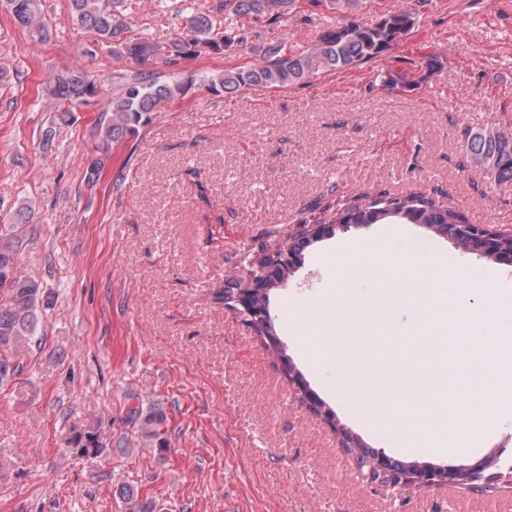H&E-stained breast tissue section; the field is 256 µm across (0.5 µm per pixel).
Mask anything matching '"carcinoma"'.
I'll return each instance as SVG.
<instances>
[{
    "mask_svg": "<svg viewBox=\"0 0 512 512\" xmlns=\"http://www.w3.org/2000/svg\"><path fill=\"white\" fill-rule=\"evenodd\" d=\"M295 0H220L216 6L207 0H198L193 12L186 17V33L167 43H154L145 38L128 37L124 19L125 0H71L73 15L80 25L112 45V51L125 56L135 64L154 58L166 64L202 53L206 49L219 51L239 40L236 22L248 16L274 20L288 13ZM0 5L27 31L31 38L44 42L51 31L41 9L40 0H0ZM224 18H219V14ZM413 25L406 13H394L375 23L352 21L324 31L306 50L291 51L280 42H271L262 49V62L224 69L208 79L212 92L233 94L249 86L286 88L301 85L311 79L318 69L339 71L351 69L387 52L395 40ZM380 86L392 92L401 91L411 82L399 74L389 73L381 78ZM49 104L73 109L98 95L96 81L81 71L70 69L53 72L42 87ZM186 85L176 79L161 81L141 72L125 78L120 92L104 107L96 124L94 155L86 167L87 182L98 180L102 163L112 148L139 135L148 126L153 115L183 97ZM464 149L472 164L484 169L500 182H512V126L485 127L466 131ZM318 236L304 234L290 245V254L298 264L305 252L320 238H332L349 224H380L391 219L409 224H422L432 231L454 241L461 238V225L469 223L467 216L453 206L424 192L406 195L380 193L361 195L349 203L328 204L323 209ZM20 224H0V389L13 379L20 363L16 358L21 349L36 335L38 309L44 303L39 285L22 275ZM248 270L240 272L233 287L224 289L221 300L229 309L234 300L248 292L255 333L261 344L277 352L285 376L303 377L287 349L283 347L270 312L273 288H249ZM131 418L141 437L156 448L166 451L167 418L159 413H145L131 408ZM341 443L354 456L358 467L373 482H386L396 474L417 471L415 461L388 459L376 461L377 451L345 428L340 429ZM121 496L131 505L130 512H154V503L138 496L132 488H121Z\"/></svg>",
    "mask_w": 512,
    "mask_h": 512,
    "instance_id": "obj_1",
    "label": "carcinoma"
}]
</instances>
